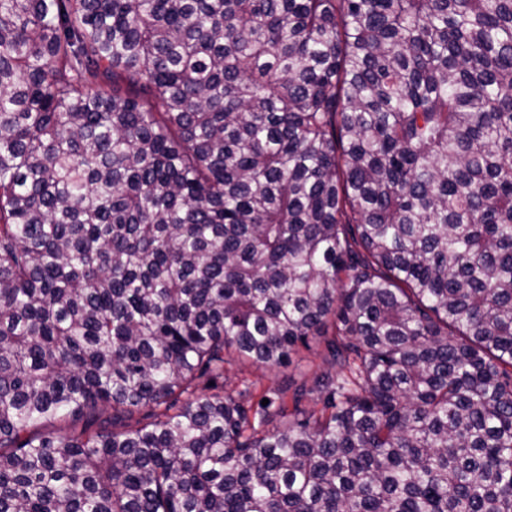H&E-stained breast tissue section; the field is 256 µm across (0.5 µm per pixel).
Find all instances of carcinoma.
<instances>
[{
    "mask_svg": "<svg viewBox=\"0 0 512 512\" xmlns=\"http://www.w3.org/2000/svg\"><path fill=\"white\" fill-rule=\"evenodd\" d=\"M0 512H512V0H0ZM224 379L219 386L223 388L209 392L228 391L238 387L242 381L253 384L256 394L264 390H277L287 384H305L307 388L314 386V380L324 372H335L326 361V350L323 344L311 343L309 349L301 348L298 354L291 356V361L286 366L269 369L259 365H242L239 363L225 364Z\"/></svg>",
    "mask_w": 512,
    "mask_h": 512,
    "instance_id": "carcinoma-1",
    "label": "carcinoma"
}]
</instances>
